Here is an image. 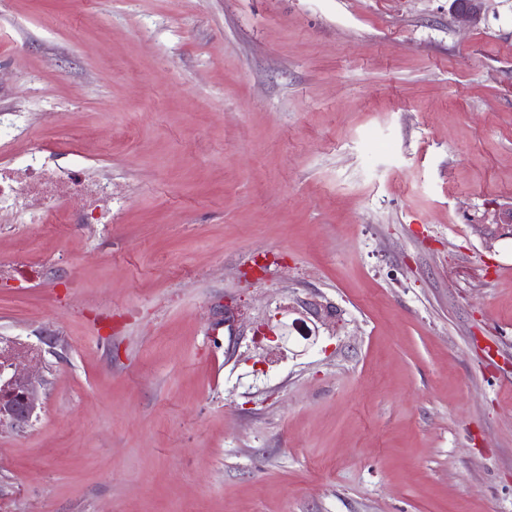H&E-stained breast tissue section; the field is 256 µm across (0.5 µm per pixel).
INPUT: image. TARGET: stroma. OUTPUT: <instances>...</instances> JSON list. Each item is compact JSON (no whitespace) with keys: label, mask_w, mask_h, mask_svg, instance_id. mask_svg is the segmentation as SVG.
I'll return each instance as SVG.
<instances>
[{"label":"stroma","mask_w":512,"mask_h":512,"mask_svg":"<svg viewBox=\"0 0 512 512\" xmlns=\"http://www.w3.org/2000/svg\"><path fill=\"white\" fill-rule=\"evenodd\" d=\"M451 4L0 0V153L112 179L108 225L0 213L47 263L0 288L41 382L0 512H512V237L479 228L512 0ZM304 299L336 318L298 341ZM486 0H453L452 8L457 16L469 23L480 21Z\"/></svg>","instance_id":"1"}]
</instances>
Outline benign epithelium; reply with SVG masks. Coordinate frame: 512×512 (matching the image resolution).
<instances>
[{"mask_svg": "<svg viewBox=\"0 0 512 512\" xmlns=\"http://www.w3.org/2000/svg\"><path fill=\"white\" fill-rule=\"evenodd\" d=\"M486 0H453L457 16L469 23L480 21ZM302 314L323 324L333 318V310L318 302H300ZM39 402L38 382L28 373L17 368L13 347L4 346L0 351V425L6 423L14 429L30 426L37 416Z\"/></svg>", "mask_w": 512, "mask_h": 512, "instance_id": "1", "label": "benign epithelium"}]
</instances>
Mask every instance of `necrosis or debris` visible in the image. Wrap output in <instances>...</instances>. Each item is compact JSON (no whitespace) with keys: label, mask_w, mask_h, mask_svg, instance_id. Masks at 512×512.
Instances as JSON below:
<instances>
[{"label":"necrosis or debris","mask_w":512,"mask_h":512,"mask_svg":"<svg viewBox=\"0 0 512 512\" xmlns=\"http://www.w3.org/2000/svg\"><path fill=\"white\" fill-rule=\"evenodd\" d=\"M83 202L79 211L59 206L68 195ZM20 215L23 223L41 224L56 214L61 224H108L112 221V180L90 166L61 171L51 150L41 148L24 159L0 161V211Z\"/></svg>","instance_id":"necrosis-or-debris-1"}]
</instances>
